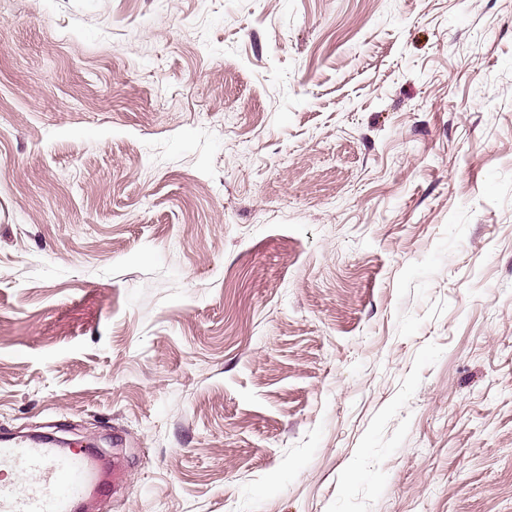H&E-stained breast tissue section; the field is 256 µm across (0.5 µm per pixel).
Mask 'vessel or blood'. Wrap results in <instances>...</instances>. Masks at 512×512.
Instances as JSON below:
<instances>
[{"label":"vessel or blood","mask_w":512,"mask_h":512,"mask_svg":"<svg viewBox=\"0 0 512 512\" xmlns=\"http://www.w3.org/2000/svg\"><path fill=\"white\" fill-rule=\"evenodd\" d=\"M8 469L33 480L23 488L0 480V512H81L110 484L98 457L46 436L1 439L0 471Z\"/></svg>","instance_id":"obj_1"}]
</instances>
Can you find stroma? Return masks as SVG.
I'll list each match as a JSON object with an SVG mask.
<instances>
[{
	"label": "stroma",
	"mask_w": 512,
	"mask_h": 512,
	"mask_svg": "<svg viewBox=\"0 0 512 512\" xmlns=\"http://www.w3.org/2000/svg\"><path fill=\"white\" fill-rule=\"evenodd\" d=\"M93 512H512V0H0V434ZM0 512H78L111 485L98 457L50 437L0 440ZM34 479L24 488L28 474Z\"/></svg>",
	"instance_id": "obj_1"
}]
</instances>
